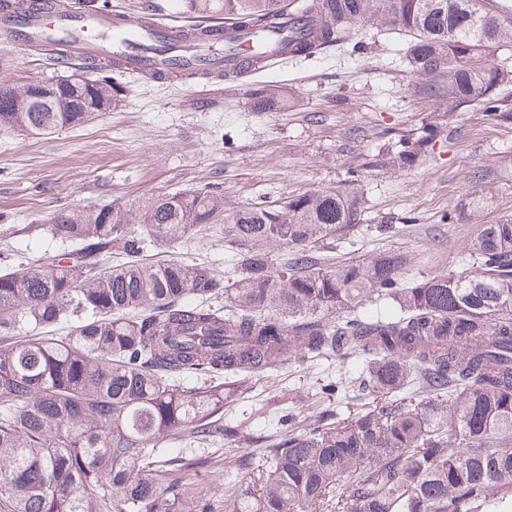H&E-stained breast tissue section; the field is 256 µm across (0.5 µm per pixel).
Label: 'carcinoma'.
<instances>
[{
    "instance_id": "cac0c4a2",
    "label": "carcinoma",
    "mask_w": 512,
    "mask_h": 512,
    "mask_svg": "<svg viewBox=\"0 0 512 512\" xmlns=\"http://www.w3.org/2000/svg\"><path fill=\"white\" fill-rule=\"evenodd\" d=\"M241 29L296 16L284 48L311 57L359 25L408 36L418 93L448 113L478 111L512 125V12L485 0H216ZM45 105L18 110L30 85L0 88V133L47 135L119 102L106 68ZM458 135L427 123L369 161L406 169ZM512 164L471 173L489 205ZM367 221L364 196L321 190L278 207L228 212L217 189L155 197L136 210L72 208L52 236L76 249L0 272V512H216L195 480L219 438L258 446L248 474L224 488L226 512H481L512 508V219L483 224L474 272L405 279L395 251L326 263L324 240ZM220 224L239 246L236 278L204 264L146 262ZM292 246L278 262L266 249ZM125 259L100 262L112 248ZM224 299V305L216 301ZM383 301L372 315L366 303ZM69 322L65 336L24 329ZM361 360L352 380L321 386L372 391L391 404L346 418L319 404L286 435L256 436L223 421L224 400L256 374L296 363ZM426 397L416 400L411 393Z\"/></svg>"
}]
</instances>
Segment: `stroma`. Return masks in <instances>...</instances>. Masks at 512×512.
<instances>
[{"mask_svg":"<svg viewBox=\"0 0 512 512\" xmlns=\"http://www.w3.org/2000/svg\"><path fill=\"white\" fill-rule=\"evenodd\" d=\"M82 8L135 13L154 7L163 22L183 28L209 24V12H188L183 0H75ZM407 40L378 25L355 27L347 43L287 66L234 78L174 76L158 83L112 69L122 103L85 125L46 137L0 135V268L19 270L54 254L50 221L61 210L109 203L137 207L148 199L217 186L233 210L263 200L320 189L363 194L370 221L351 243L325 240L319 249L339 261L382 251L412 258L409 278L460 272L480 228L512 217V183L499 184L490 206L473 215L471 173L512 157V127L479 112H433L415 89ZM49 52L0 44V87L51 82L66 75ZM270 85L276 109L258 110L252 93ZM453 122L457 139L435 145L412 168H370L369 154L388 138L415 135L422 121ZM361 170L351 181L350 170ZM234 250L219 229L148 250L151 261L176 259L234 274ZM356 361L314 368L292 365L252 378L224 403L225 421L254 434L295 429L292 404L319 391L328 374L356 376Z\"/></svg>","mask_w":512,"mask_h":512,"instance_id":"obj_1","label":"stroma"}]
</instances>
